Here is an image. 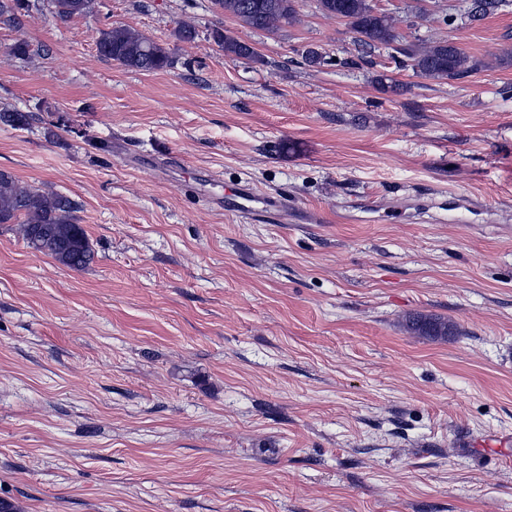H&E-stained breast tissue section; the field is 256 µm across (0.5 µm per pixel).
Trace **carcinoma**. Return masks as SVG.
<instances>
[{
    "instance_id": "obj_1",
    "label": "carcinoma",
    "mask_w": 512,
    "mask_h": 512,
    "mask_svg": "<svg viewBox=\"0 0 512 512\" xmlns=\"http://www.w3.org/2000/svg\"><path fill=\"white\" fill-rule=\"evenodd\" d=\"M213 8L243 25L267 33H276L297 19V0H211ZM512 6V0H469L465 5L436 4L444 22L474 21ZM39 7L38 0H0V24L17 25L20 17ZM56 18L66 21L89 13L93 0H47ZM316 9L326 16L345 21L354 34L355 45L372 52L384 50L401 67L434 78L455 79L479 70L482 63L446 39L416 38L402 42L396 19L379 11L373 0H316ZM212 37L227 56L252 60L253 47L227 35L221 29ZM99 54L124 68L153 72L172 65L167 48L144 33L125 26L98 30ZM0 123L22 129L29 115L18 110L0 111ZM76 203L51 190L25 187L9 172L0 170V224H16L27 245L52 257L71 269L86 267L93 259L89 239L75 222ZM407 329L420 335L446 337L452 333L448 320L433 316L408 319Z\"/></svg>"
}]
</instances>
